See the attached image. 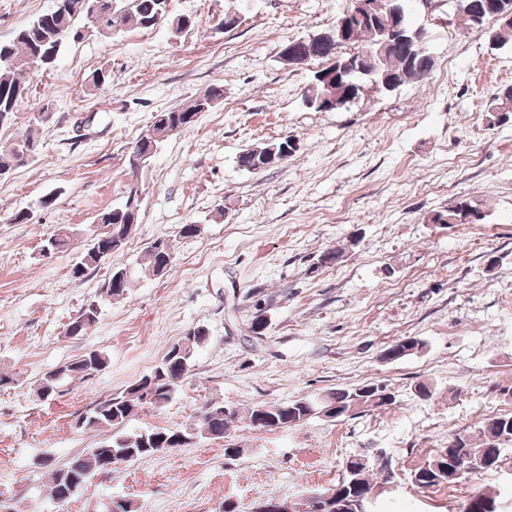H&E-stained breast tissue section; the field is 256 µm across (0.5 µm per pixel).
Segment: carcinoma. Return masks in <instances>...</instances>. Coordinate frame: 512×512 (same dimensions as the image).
I'll use <instances>...</instances> for the list:
<instances>
[{
    "label": "carcinoma",
    "instance_id": "obj_1",
    "mask_svg": "<svg viewBox=\"0 0 512 512\" xmlns=\"http://www.w3.org/2000/svg\"><path fill=\"white\" fill-rule=\"evenodd\" d=\"M100 9L96 21L90 20V0H58L59 6L43 13L16 33L9 42H0V125L10 122L18 103L25 94L22 81V68L32 65L39 55L51 53L58 56L64 39L61 34L69 31L73 34L85 26L97 24L103 30V36L112 37L125 27L151 29L156 26L155 14L169 13L170 0H98ZM480 6L481 17L473 16L463 10L468 28L487 36L490 45L503 46L512 41V0H476ZM391 0H368V7L362 9L353 6L349 11V20L358 34L355 48L366 57V68L350 74L347 86L325 85L319 81L307 86L304 101L317 111L331 112L352 102L364 88L363 82L376 83L387 77L398 87L408 80L420 79L433 68L431 57L412 62L402 47L390 43L384 32V22ZM494 21L497 27L490 30L486 23ZM312 43L318 44L314 51L315 59L331 64L334 54L331 50L340 43L338 28H332L329 34H315ZM224 90L220 86L211 87L202 96L192 98L183 105L168 112H162L154 119L145 134L140 136L133 146L138 151H146L151 145L159 146L168 137L167 129L186 130L195 122L202 109L210 108L214 101L222 98ZM488 121L492 125L512 118V84L495 88L489 99ZM44 120L31 116L25 134L0 149V175L11 168L27 162L38 150V135ZM276 151V160L290 156L296 147L284 145V140L266 143L244 150L238 157V164L251 171L256 162L271 151ZM139 200L126 198L124 204L100 214L99 223L108 228L105 235L116 252L124 247L133 224L138 219ZM455 219L457 224H474L485 218L482 203L463 199L457 201L446 212L432 216L436 224L445 218ZM75 237V231L62 227L46 239L43 249L52 254L62 252L69 247ZM173 257L169 240L155 239L146 250L145 261L140 264V273L144 276H160L166 272L167 261ZM104 260L102 251L95 250V244L87 245L72 273L79 276L90 266ZM132 283V275L124 269L112 271L104 284L106 293L111 297L124 296ZM183 339L187 345L182 350L172 346L154 370L142 376L138 381L118 393L92 403V408L81 415L76 426L82 430L97 431L110 428L113 433L102 440V444L111 447V461H103L95 449L70 459L67 468H78L94 474L111 471L110 463L119 460L136 461L152 455L162 448H180L195 439H223L237 417V411L227 408L218 413H203L194 422L180 429L127 430L125 426L138 405L156 407L159 403L172 400L178 383L188 373L193 349L203 346L208 339L203 326L189 329ZM423 347V342L415 337H407L391 343L383 351V357L399 360ZM108 356L103 351H91L78 360L59 367L53 373L45 374L37 388V396L48 399L67 378L77 375L89 376L103 370ZM394 394L385 384L373 383L354 388H337L328 391L320 400L301 398L288 403L260 402L247 412L250 425L262 422V416L273 418L282 427L296 426L309 418L320 414L325 408L336 402L345 404L356 415L359 410L373 406L382 407L393 401ZM512 442V416H494L482 422L479 438L456 437L450 447L459 457L478 455L484 458L486 471L492 472L499 467L502 448L505 442ZM411 482L419 489H428L441 485H456L458 481L448 476L440 453H435L424 464L411 471Z\"/></svg>",
    "mask_w": 512,
    "mask_h": 512
}]
</instances>
